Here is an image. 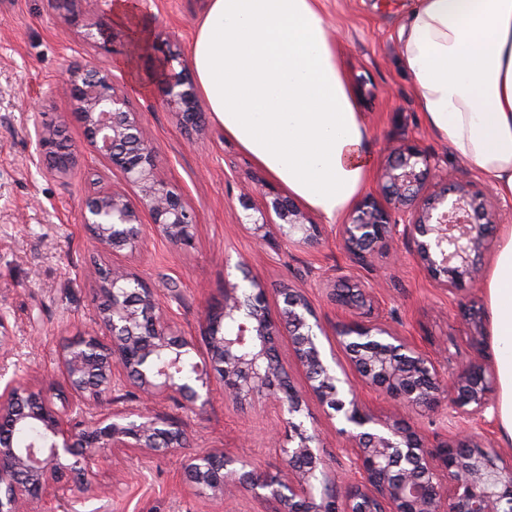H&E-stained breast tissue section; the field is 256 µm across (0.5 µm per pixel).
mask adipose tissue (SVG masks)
I'll return each mask as SVG.
<instances>
[{
  "label": "adipose tissue",
  "mask_w": 512,
  "mask_h": 512,
  "mask_svg": "<svg viewBox=\"0 0 512 512\" xmlns=\"http://www.w3.org/2000/svg\"><path fill=\"white\" fill-rule=\"evenodd\" d=\"M426 128L512 198V0H414L397 30ZM321 0H210L190 49L212 120L289 194L336 223L371 177L369 127ZM512 442V223L483 281Z\"/></svg>",
  "instance_id": "ef3b65f1"
}]
</instances>
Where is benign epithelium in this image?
Here are the masks:
<instances>
[{
    "label": "benign epithelium",
    "mask_w": 512,
    "mask_h": 512,
    "mask_svg": "<svg viewBox=\"0 0 512 512\" xmlns=\"http://www.w3.org/2000/svg\"><path fill=\"white\" fill-rule=\"evenodd\" d=\"M166 59V103L183 124L199 127L201 109L186 68L177 72ZM62 90L76 103L86 140L138 190L137 203L119 191L90 198L80 213L95 242L117 253L139 246L145 237L140 210L152 218L155 234L173 245L189 246L194 219L183 195L156 172L155 150L144 138L140 116L100 69L75 70ZM52 168L66 174L74 156L54 128L36 132ZM381 192L387 205L366 196L338 229L351 262L368 264L375 253H392L394 244L412 248L437 285L457 295L456 319L469 335L471 355L442 378L435 361L400 333L372 320L375 301L365 288L352 287L346 275L327 286L329 300L351 311L356 320L341 327L336 340L350 354L355 379L341 378L322 356L317 332L323 326L306 296L285 293L283 307L272 314L265 289L251 276L224 289V301L205 310L203 340L210 362H191L192 379L183 377L191 341L170 331L166 310L155 290L121 267L102 274L104 304L101 333L74 337L62 350L63 384L34 390L18 377L0 387V512H24L29 501L48 497L57 486L89 485L88 460L96 453H125L142 448L178 451L187 446L178 422L148 413H99L77 419L73 410L89 394L102 402L112 382L134 379L147 396L164 395L186 407L201 398L196 383L211 390L224 386L226 398L271 399L285 415L289 447L283 449L288 480L255 471L241 473L240 460L224 452H198L185 459L193 482L215 495L244 488L276 504V512H512V460L492 444L456 433L432 444L414 421L382 419L361 401L359 388L380 391L419 415L448 405V415L462 424L492 406L493 372L484 356V317L475 300L460 297L476 279L479 259L491 230L503 222V210L488 208L487 191L473 183L450 184L439 165L414 144L395 153ZM265 209L281 220L252 222L253 234L268 241L298 234L316 244L318 224L304 222L294 203L268 192ZM238 321L229 332L224 322ZM292 336L295 362L306 372L312 392L346 424L341 432L355 453V472L343 491L336 490L316 453L319 435L302 420L303 398L283 375L286 370L274 340L283 330ZM34 421L44 440L17 448L9 436Z\"/></svg>",
    "instance_id": "1"
}]
</instances>
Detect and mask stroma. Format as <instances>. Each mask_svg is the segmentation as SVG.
I'll list each match as a JSON object with an SVG mask.
<instances>
[{
	"label": "stroma",
	"instance_id": "1",
	"mask_svg": "<svg viewBox=\"0 0 512 512\" xmlns=\"http://www.w3.org/2000/svg\"><path fill=\"white\" fill-rule=\"evenodd\" d=\"M115 0H78L68 11L60 0H0V315L7 318L15 348L10 370L32 386L60 380L59 356L74 337L99 331V269L120 265L156 288L173 331L200 338L204 312L221 300L236 268L247 259L264 286L271 310L283 292L302 290L326 330L320 343L342 369L350 364L336 343V330L352 314L332 304L324 285L337 272L369 289L379 322L396 329L435 358L448 375L471 354L467 335L453 315L454 296L438 288L410 252L400 261L374 254L354 265L335 225H325L319 243L275 239L258 243L248 228V207L263 208L257 183L284 188L212 120L185 127L165 103L161 63L170 53L188 56L190 42L209 0H131L126 23L113 18ZM406 0H324L329 22L340 32V62L359 112L371 132L374 166L367 193H377L391 145L416 144L438 159L450 181L481 183L475 166L424 127L408 77L399 63L397 27ZM95 39H87V32ZM147 32L139 41L137 32ZM89 67L112 74L140 115L144 137L156 152L159 177L178 187L196 220L190 246L179 248L147 234L136 250L118 253L95 244L79 213L100 190L124 187L86 140L75 106L63 95L66 70ZM59 128L71 145L75 170L64 175L41 155L38 126ZM278 354L303 397L304 420L321 438L318 450L332 476L354 470V450L334 411L312 393L305 371L294 362L288 334L276 340ZM109 412L149 411L177 420L187 449L164 454L140 450L105 453L92 467L91 489L59 486L54 496L32 501V512H271L269 502L240 489L219 499L196 491L182 460L200 449L236 456L249 469L282 471L279 444L284 424L277 408L258 395L242 403L225 399L214 386L208 400L179 407L159 396L145 400L126 382L106 396Z\"/></svg>",
	"mask_w": 512,
	"mask_h": 512
}]
</instances>
